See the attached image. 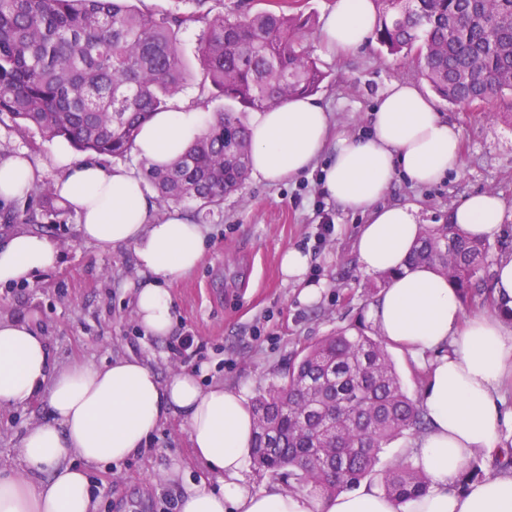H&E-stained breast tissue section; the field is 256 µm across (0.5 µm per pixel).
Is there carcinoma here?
Listing matches in <instances>:
<instances>
[{
	"mask_svg": "<svg viewBox=\"0 0 512 512\" xmlns=\"http://www.w3.org/2000/svg\"><path fill=\"white\" fill-rule=\"evenodd\" d=\"M132 0H0V115L20 131L63 140L80 152L113 158L131 153L141 126L192 79L179 56L178 34L198 30L204 82L224 110L169 164L149 165L158 202L191 198L218 207L237 190L249 164L241 114L319 90L325 75L310 56V18L283 9L244 17L204 8L156 16ZM374 38L415 64L454 106L493 100L512 111V0H410L391 13L382 0ZM491 246L444 224L419 239L411 265L434 267L464 304L482 300L501 312L487 285ZM336 401V448L310 467L319 420L312 412ZM254 414L281 425L270 449L254 434L255 466L273 476L336 495L371 478L383 448L427 422L403 389L387 350L359 328H344L303 347L287 379L259 394ZM382 490L397 502L424 495L425 476L405 458L387 469Z\"/></svg>",
	"mask_w": 512,
	"mask_h": 512,
	"instance_id": "obj_1",
	"label": "carcinoma"
}]
</instances>
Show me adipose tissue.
Instances as JSON below:
<instances>
[{
    "instance_id": "obj_1",
    "label": "adipose tissue",
    "mask_w": 512,
    "mask_h": 512,
    "mask_svg": "<svg viewBox=\"0 0 512 512\" xmlns=\"http://www.w3.org/2000/svg\"><path fill=\"white\" fill-rule=\"evenodd\" d=\"M379 23L375 0H335L318 34L339 55L365 46ZM209 115L159 112L140 129L133 150L163 166L204 131ZM367 134L335 133L330 112L310 96L251 112L249 176L278 184L317 168L324 193L345 212L366 216L354 251L363 271L384 275L372 308L374 328L388 345L419 359L433 355L419 406L427 430L412 441L408 458L429 489L404 503L376 485L325 496L277 487L256 491L244 472L254 417L242 391L202 387L195 372L168 379L136 357L96 364L57 365L38 328L37 315L0 317V408L44 396L51 421L30 424L17 449L20 468L0 465V512H97L86 472L117 465L141 452L170 417L183 416L193 456L217 482L186 485L178 512H512V468H496L460 489L466 463L479 452L501 455L512 437V254L492 270V289L504 313L465 315L455 289L408 256L423 229L416 205L388 204L397 176L415 186L441 183L461 166L459 127L444 117L416 82L387 84L369 114ZM63 205L74 209L81 238L108 252L133 247L147 281L134 292L135 313L146 335L169 336L173 318L167 283L198 265L210 232L180 208L157 215L141 178L127 168L92 160L55 159ZM41 168L24 151L0 154V201L27 196ZM500 198L465 197L450 223L486 239L501 230ZM61 259L58 243L25 229L0 241V286L33 283Z\"/></svg>"
}]
</instances>
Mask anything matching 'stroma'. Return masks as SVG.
<instances>
[{
    "label": "stroma",
    "instance_id": "stroma-1",
    "mask_svg": "<svg viewBox=\"0 0 512 512\" xmlns=\"http://www.w3.org/2000/svg\"><path fill=\"white\" fill-rule=\"evenodd\" d=\"M333 2L208 0L207 6L215 13L233 6L242 15L282 8L319 20ZM308 47L326 74L316 97L332 112L339 130L349 134L367 130V114L387 83L422 79L416 67L374 42L343 56L327 55L314 36ZM180 49L193 79L169 99L168 109L193 112L202 82L195 35L182 34ZM437 106L461 130V171L424 188L396 179L386 202L414 203L421 223L434 226L447 223L449 211L463 197L493 193L507 213L498 243L512 251V117L494 102L455 107L441 100ZM21 149L44 166L43 183L53 184L60 174L52 162L58 145L43 141L38 131L19 132L9 117L0 118V152ZM181 209L209 225L210 234L199 266L168 286L173 302L170 336H144L135 320L132 290L140 278L133 248L100 251L81 239L76 213L59 205L40 210L34 230L59 243L60 262L31 285L0 288V316L37 314L58 365L138 357L160 378L194 370L202 386L221 383L242 390L250 401L282 383L289 360L303 346L352 325L374 334L369 310L383 280L362 271L353 250L363 218L342 212L323 194L318 171L279 185L249 178L221 207L202 210L188 200ZM324 222L333 224L334 231L320 245L314 232ZM293 246L308 253V276L322 286L314 302H302L300 287L284 282L281 275V255ZM188 333L194 334L199 349L178 354L179 338ZM50 418L41 398L1 409L0 463H16L27 425ZM176 466L181 480L174 483L167 474ZM88 477L98 512H177L184 484L209 479L210 473L192 455L184 419L173 417L139 454L116 467L90 470Z\"/></svg>",
    "mask_w": 512,
    "mask_h": 512
}]
</instances>
